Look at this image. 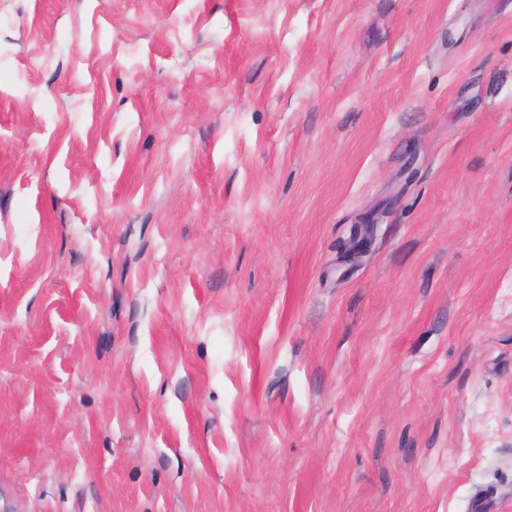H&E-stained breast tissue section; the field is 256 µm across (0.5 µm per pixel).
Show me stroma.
I'll return each instance as SVG.
<instances>
[{
	"label": "stroma",
	"instance_id": "stroma-1",
	"mask_svg": "<svg viewBox=\"0 0 512 512\" xmlns=\"http://www.w3.org/2000/svg\"><path fill=\"white\" fill-rule=\"evenodd\" d=\"M0 512H512V0H0Z\"/></svg>",
	"mask_w": 512,
	"mask_h": 512
}]
</instances>
